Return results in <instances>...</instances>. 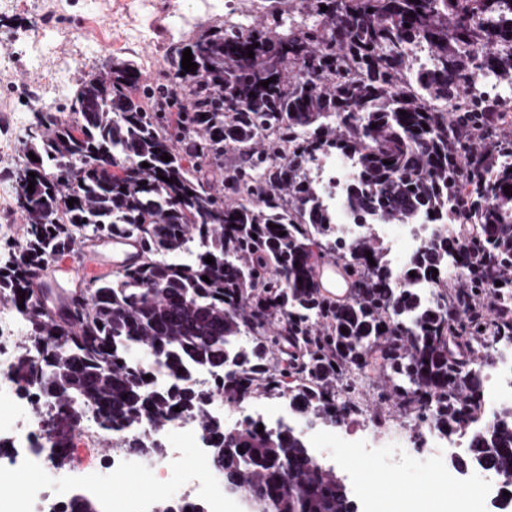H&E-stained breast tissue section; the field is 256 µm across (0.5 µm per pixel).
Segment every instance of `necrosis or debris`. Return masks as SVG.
Returning a JSON list of instances; mask_svg holds the SVG:
<instances>
[{"mask_svg":"<svg viewBox=\"0 0 512 512\" xmlns=\"http://www.w3.org/2000/svg\"><path fill=\"white\" fill-rule=\"evenodd\" d=\"M473 231L474 227L470 224H405L398 230L389 224L375 227L377 236L388 250L392 265L399 272L409 266L412 258L431 236L446 232L450 236L464 239ZM484 384L491 404L512 406V346L499 345L494 364L484 371ZM2 404L12 407L10 416H0V427H10L12 436L8 443L11 452L15 453L41 430L48 413L33 402L15 400L10 388L0 382ZM416 425L423 432L424 444L411 455L404 450L401 424L393 416L385 414L367 415L365 424L345 430L336 437L335 445L340 449H349L354 456L380 459L388 471L397 475L401 473L405 461H414L427 469L435 460L453 451L468 450L476 428L475 423L470 421L459 423L442 435L434 429L429 419L417 420ZM165 428L185 440V447L165 445L145 455L123 448L124 433L115 432L104 436L93 417L81 419L74 432L77 442L93 448L106 445L110 458L108 466L90 468L86 485L91 494L103 502H113L124 478L138 476L165 489L167 497L183 508L184 512L202 498L207 499L209 512H224V492L216 485L217 472L201 443L197 421L176 412L168 418Z\"/></svg>","mask_w":512,"mask_h":512,"instance_id":"necrosis-or-debris-1","label":"necrosis or debris"}]
</instances>
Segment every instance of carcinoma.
Here are the masks:
<instances>
[{
	"instance_id": "obj_1",
	"label": "carcinoma",
	"mask_w": 512,
	"mask_h": 512,
	"mask_svg": "<svg viewBox=\"0 0 512 512\" xmlns=\"http://www.w3.org/2000/svg\"><path fill=\"white\" fill-rule=\"evenodd\" d=\"M308 17L274 32L205 30L177 51L162 87L141 85L128 66L89 74L69 118L47 111L19 141L24 161L6 180L27 229L0 255V306L24 302L11 380L52 397L51 458L67 459L87 407L111 432L146 419L160 429L177 406L198 418L213 466L248 491L250 512H358L301 433L260 432L249 419L227 431L201 395L156 388L129 361L141 345L176 381L205 368L226 401L287 398L311 423L364 413L355 376L369 370L389 384L379 401L391 392L403 413L431 412L443 434L481 410V373L461 359L491 362L493 344L512 343V138L492 150L482 140L512 120L468 88L477 70L512 84V0H312ZM418 44L432 63L414 70L408 48ZM187 48L197 69L185 73ZM451 95L454 111L435 107ZM229 152L243 164L224 167ZM331 152L353 164L345 202L365 233L349 243L309 174ZM422 219L477 228L467 240L430 239L411 262L428 283L450 263L468 269L464 287L431 303L400 283L371 228ZM81 239H131L139 258L58 308L40 276ZM193 245L191 264L160 259ZM322 261L342 267L350 299L321 293ZM454 464L512 488V406L481 419ZM288 479L302 490L286 491ZM65 512L99 510L75 493Z\"/></svg>"
}]
</instances>
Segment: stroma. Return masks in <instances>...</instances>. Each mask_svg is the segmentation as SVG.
<instances>
[{
	"label": "stroma",
	"mask_w": 512,
	"mask_h": 512,
	"mask_svg": "<svg viewBox=\"0 0 512 512\" xmlns=\"http://www.w3.org/2000/svg\"><path fill=\"white\" fill-rule=\"evenodd\" d=\"M235 8L248 22L274 29L276 19L261 0H6L0 5V172L18 163L19 141L44 104L70 107L72 90L49 102L41 97L58 57L68 61L72 89L111 62L131 65L142 83L155 86L168 71L169 56L201 27H223ZM47 24L54 27L57 52L35 66L25 46ZM255 414L272 429L287 409L283 399L255 396L232 405L224 422Z\"/></svg>",
	"instance_id": "1"
}]
</instances>
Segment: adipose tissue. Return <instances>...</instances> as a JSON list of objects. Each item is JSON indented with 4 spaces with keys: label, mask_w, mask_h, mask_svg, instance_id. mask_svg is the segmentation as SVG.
<instances>
[{
    "label": "adipose tissue",
    "mask_w": 512,
    "mask_h": 512,
    "mask_svg": "<svg viewBox=\"0 0 512 512\" xmlns=\"http://www.w3.org/2000/svg\"><path fill=\"white\" fill-rule=\"evenodd\" d=\"M366 495L372 502L375 512H439L437 505L441 499L464 504V512H478L479 497L476 492L460 485H451L443 477H435L428 488L420 494L383 497L380 489L367 487Z\"/></svg>",
    "instance_id": "ef3b65f1"
}]
</instances>
